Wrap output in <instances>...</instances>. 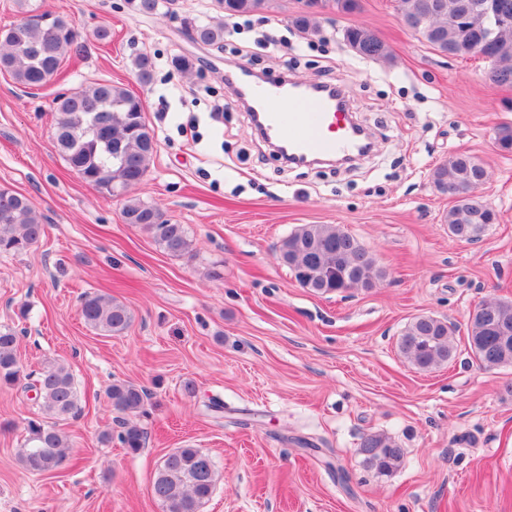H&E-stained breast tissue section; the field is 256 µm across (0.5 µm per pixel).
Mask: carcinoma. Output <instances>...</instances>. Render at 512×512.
I'll use <instances>...</instances> for the list:
<instances>
[{"label": "carcinoma", "instance_id": "1", "mask_svg": "<svg viewBox=\"0 0 512 512\" xmlns=\"http://www.w3.org/2000/svg\"><path fill=\"white\" fill-rule=\"evenodd\" d=\"M228 16H246L266 11L273 0H223ZM409 29L439 53H448L461 41L470 40L493 55L497 63L495 84L512 87V33H502L485 42L489 21L478 9L468 8L467 0H399ZM0 33V72L8 73L23 88H39L57 74L64 53L77 45L75 23L36 9ZM319 12L294 16L291 24L303 33L319 30ZM192 38L204 45L224 41V22L196 26ZM345 39L363 59L386 61V43L371 29L351 26ZM143 101L126 88L95 84L74 95L56 99L54 147L87 184L113 197L146 175L154 154V136L144 120ZM433 182L443 193L453 192L455 204L445 222L448 232L467 242L482 238L487 227L496 223L497 214L470 198V184L487 179L484 165L473 156L460 153L435 168ZM125 223L136 224L151 233L172 256L193 251L187 227L172 224L157 208L137 199L123 207ZM41 215L27 198L0 189V253L17 254L37 244L44 235ZM281 261L296 274L302 287L316 294L340 292L346 284L369 289L384 277L374 256L351 234L333 224H304L282 238L277 246ZM85 323L104 336L119 335L132 321L130 310L107 294L87 295L81 303ZM467 341L480 367L491 370L512 366V300H484L469 312ZM453 330L448 321L431 315L414 318L402 332L398 349L408 363L421 371L448 364L456 354ZM18 336L5 327L0 330V385L14 386L21 381L17 357ZM24 388L35 391L40 416L27 421L25 439L19 451L21 467L43 475L75 465L69 455L67 435L57 422L75 416L78 395L68 364L52 360L44 364ZM105 397L117 412L118 441L136 453L145 447L146 432L133 420L144 412L148 393L140 385L115 381ZM360 452L365 466L378 475L400 468L404 450L392 438L376 433L362 437ZM217 481L213 458L190 445L166 454L152 484L154 498L163 512H199L211 497Z\"/></svg>", "mask_w": 512, "mask_h": 512}]
</instances>
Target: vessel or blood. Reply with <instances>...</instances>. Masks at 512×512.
Returning <instances> with one entry per match:
<instances>
[{
  "mask_svg": "<svg viewBox=\"0 0 512 512\" xmlns=\"http://www.w3.org/2000/svg\"><path fill=\"white\" fill-rule=\"evenodd\" d=\"M261 113L270 139L297 157L343 158L356 156L360 142L351 130V114L338 108L331 92L313 84L267 81L240 86Z\"/></svg>",
  "mask_w": 512,
  "mask_h": 512,
  "instance_id": "b4317fda",
  "label": "vessel or blood"
}]
</instances>
